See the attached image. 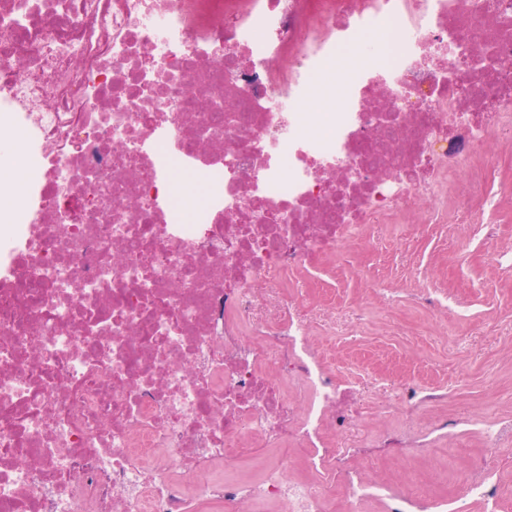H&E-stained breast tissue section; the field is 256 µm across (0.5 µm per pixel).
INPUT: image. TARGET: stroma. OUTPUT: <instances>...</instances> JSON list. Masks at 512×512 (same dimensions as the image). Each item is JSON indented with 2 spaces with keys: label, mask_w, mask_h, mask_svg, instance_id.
I'll use <instances>...</instances> for the list:
<instances>
[{
  "label": "stroma",
  "mask_w": 512,
  "mask_h": 512,
  "mask_svg": "<svg viewBox=\"0 0 512 512\" xmlns=\"http://www.w3.org/2000/svg\"><path fill=\"white\" fill-rule=\"evenodd\" d=\"M485 187L498 200L473 226L456 221L462 207L480 208L471 172L455 176L447 209L428 224L382 222L358 228L336 253V309L363 314L362 333L322 338L327 362L352 373L359 356L390 366L395 382L414 377L446 392L452 421H512V144L490 139L484 152ZM482 208V207H481ZM365 267L369 278L352 276ZM447 289L448 310L420 302ZM467 453L449 439L437 465L453 475L473 460L494 458L501 478L502 512H512V439L485 447L467 437Z\"/></svg>",
  "instance_id": "35a3bbf8"
}]
</instances>
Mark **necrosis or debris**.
Instances as JSON below:
<instances>
[{
    "instance_id": "1",
    "label": "necrosis or debris",
    "mask_w": 512,
    "mask_h": 512,
    "mask_svg": "<svg viewBox=\"0 0 512 512\" xmlns=\"http://www.w3.org/2000/svg\"><path fill=\"white\" fill-rule=\"evenodd\" d=\"M508 73L512 0H0V512H500L488 460L450 494L367 475L447 441L446 396L328 365L336 308L288 275L438 213L512 135ZM321 78L337 111H303ZM361 389L438 415L366 441Z\"/></svg>"
}]
</instances>
